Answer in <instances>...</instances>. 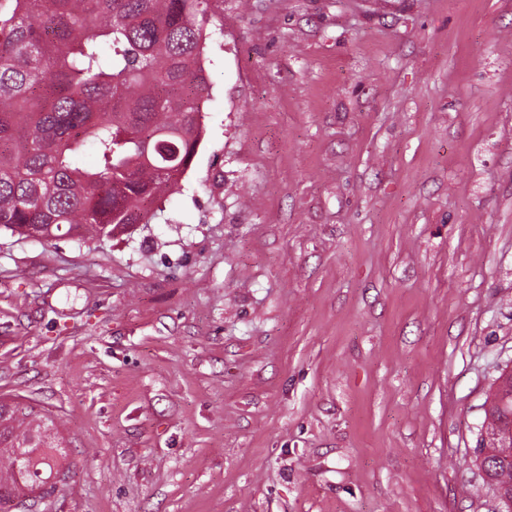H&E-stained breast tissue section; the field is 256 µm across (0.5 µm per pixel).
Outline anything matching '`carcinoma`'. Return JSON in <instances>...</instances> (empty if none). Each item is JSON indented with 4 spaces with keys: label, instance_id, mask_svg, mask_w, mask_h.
Wrapping results in <instances>:
<instances>
[{
    "label": "carcinoma",
    "instance_id": "carcinoma-1",
    "mask_svg": "<svg viewBox=\"0 0 512 512\" xmlns=\"http://www.w3.org/2000/svg\"><path fill=\"white\" fill-rule=\"evenodd\" d=\"M209 3L0 0V229L109 239L178 189L202 141ZM510 423L512 398L485 411ZM66 460L51 417L0 400V512L54 494ZM487 469L512 487V457Z\"/></svg>",
    "mask_w": 512,
    "mask_h": 512
}]
</instances>
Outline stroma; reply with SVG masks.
<instances>
[{
  "instance_id": "35a3bbf8",
  "label": "stroma",
  "mask_w": 512,
  "mask_h": 512,
  "mask_svg": "<svg viewBox=\"0 0 512 512\" xmlns=\"http://www.w3.org/2000/svg\"><path fill=\"white\" fill-rule=\"evenodd\" d=\"M203 139L112 239L0 231L41 512H495L512 0H213Z\"/></svg>"
}]
</instances>
